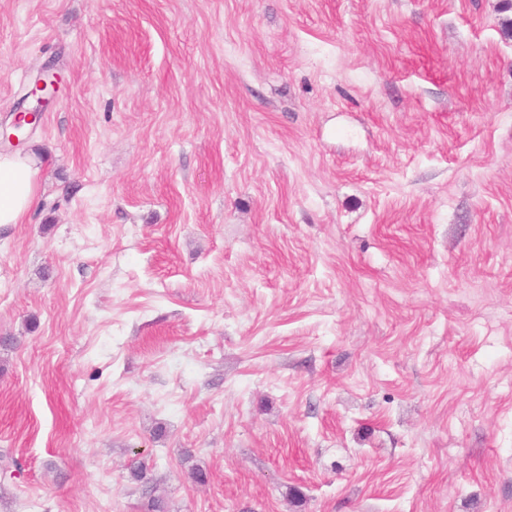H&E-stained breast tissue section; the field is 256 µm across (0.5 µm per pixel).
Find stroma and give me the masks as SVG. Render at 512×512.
Segmentation results:
<instances>
[{"instance_id": "stroma-1", "label": "stroma", "mask_w": 512, "mask_h": 512, "mask_svg": "<svg viewBox=\"0 0 512 512\" xmlns=\"http://www.w3.org/2000/svg\"><path fill=\"white\" fill-rule=\"evenodd\" d=\"M501 3L0 0V512H512ZM37 173L34 157L0 154V226L23 223L36 202Z\"/></svg>"}]
</instances>
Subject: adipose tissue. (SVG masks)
Listing matches in <instances>:
<instances>
[{
	"label": "adipose tissue",
	"mask_w": 512,
	"mask_h": 512,
	"mask_svg": "<svg viewBox=\"0 0 512 512\" xmlns=\"http://www.w3.org/2000/svg\"><path fill=\"white\" fill-rule=\"evenodd\" d=\"M34 157L0 154V226L23 223L37 198Z\"/></svg>",
	"instance_id": "1"
}]
</instances>
